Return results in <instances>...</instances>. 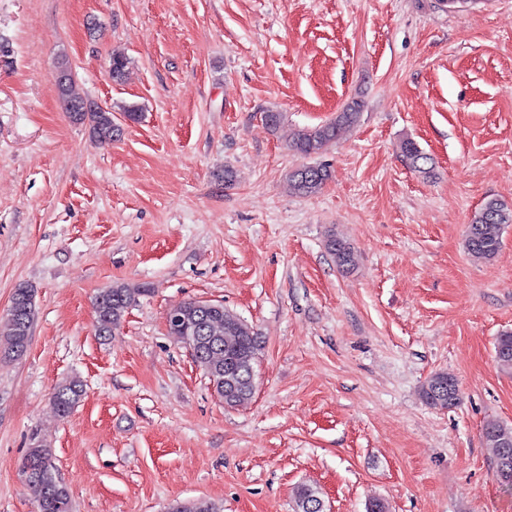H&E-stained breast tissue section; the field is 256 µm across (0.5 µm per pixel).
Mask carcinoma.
I'll return each mask as SVG.
<instances>
[{
  "mask_svg": "<svg viewBox=\"0 0 512 512\" xmlns=\"http://www.w3.org/2000/svg\"><path fill=\"white\" fill-rule=\"evenodd\" d=\"M54 72L63 76L56 82L66 112L76 123L90 122L92 133L102 141L118 137L121 129L112 120V112L80 96L74 90V74L69 60L57 59ZM362 112L361 100L353 97L332 119L313 127L302 128L292 141L294 150L306 157L328 150L342 131L357 123ZM402 157L411 168L429 178L432 167L429 157L417 143L407 138L400 143ZM330 177L329 166L306 164L288 171L285 177L288 192L309 197L320 192ZM512 224V204L501 199L486 200L471 217L464 239L465 249L480 258L491 260L501 246L506 225ZM326 250L336 266L349 271L354 265L351 244L336 233L329 234ZM150 292L143 286L131 287L114 283L95 299L96 329L104 336L120 326L126 311L138 297ZM179 322L171 330L179 336L197 337L195 362L208 377L220 400L227 407L249 404L255 393V364L262 341L253 328L221 303L191 300L174 309ZM34 291L18 285L5 316H0V360H18L28 350L31 330L36 319ZM498 364L512 369V332L501 335L495 346ZM84 396L82 381L70 379L57 386L52 404L61 417L68 416ZM422 398L434 408L445 409L460 400L456 380L445 372L432 375L422 388ZM487 444L494 450V476L502 485L512 487V426L489 420L483 428ZM26 481L38 492V512H73L67 486L57 477V467L50 446L39 437L30 439L21 462ZM167 512H219L211 501L198 498L175 501ZM294 512H324L320 490L308 484L294 491Z\"/></svg>",
  "mask_w": 512,
  "mask_h": 512,
  "instance_id": "obj_1",
  "label": "carcinoma"
}]
</instances>
